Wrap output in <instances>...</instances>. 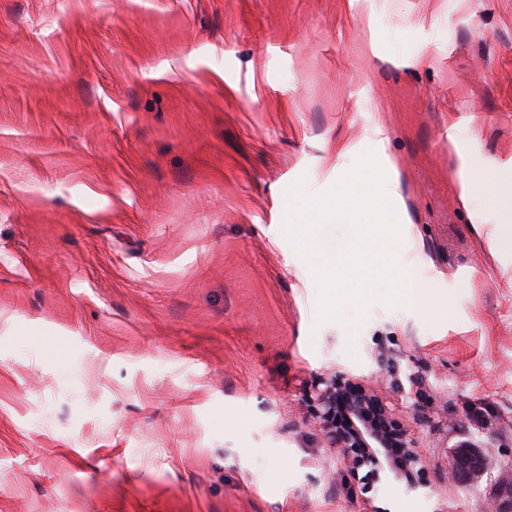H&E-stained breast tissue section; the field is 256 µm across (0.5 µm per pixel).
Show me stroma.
I'll return each mask as SVG.
<instances>
[{
  "instance_id": "obj_1",
  "label": "stroma",
  "mask_w": 512,
  "mask_h": 512,
  "mask_svg": "<svg viewBox=\"0 0 512 512\" xmlns=\"http://www.w3.org/2000/svg\"><path fill=\"white\" fill-rule=\"evenodd\" d=\"M368 150L425 300L353 330L286 219ZM511 184L512 0H0V512H488L448 459L512 461ZM343 368L420 485L330 447ZM482 194L488 203H496L499 188L495 181L484 171L467 169L463 171L459 183V199L462 206L469 209L474 194ZM320 385H324L320 388ZM315 413L324 435L332 447L340 448L349 472L354 476L364 466L379 472H396L388 457L390 448H401L404 471L417 473L418 458L411 448L412 440L407 429L394 419L380 395L346 372H334L314 387ZM344 399L349 410L359 419L364 415L376 418L375 427L365 423V429L336 430L337 400Z\"/></svg>"
}]
</instances>
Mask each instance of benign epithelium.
Listing matches in <instances>:
<instances>
[{"mask_svg": "<svg viewBox=\"0 0 512 512\" xmlns=\"http://www.w3.org/2000/svg\"><path fill=\"white\" fill-rule=\"evenodd\" d=\"M346 401L349 410L359 419L365 415L376 418L377 425L353 427V431L336 430L337 400ZM315 413L324 435L332 447L341 449L349 472L353 475L364 466L372 471L393 473L388 450L402 451L404 471L417 470L418 458L413 452L407 429L394 419L380 395L346 372H336L314 387ZM496 473L492 489L490 512H512V463L496 464L492 453L485 448L466 446L453 452L448 467V479L454 482L479 483L482 478Z\"/></svg>", "mask_w": 512, "mask_h": 512, "instance_id": "1", "label": "benign epithelium"}]
</instances>
